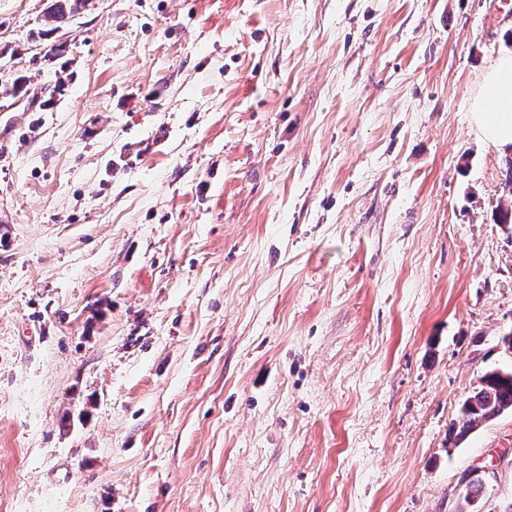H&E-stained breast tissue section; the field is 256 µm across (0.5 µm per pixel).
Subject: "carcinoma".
Instances as JSON below:
<instances>
[{
	"mask_svg": "<svg viewBox=\"0 0 512 512\" xmlns=\"http://www.w3.org/2000/svg\"><path fill=\"white\" fill-rule=\"evenodd\" d=\"M79 0H55L51 14L57 20H63L77 12ZM512 411V370L494 369L481 378V385L462 404L457 417L449 427V437L457 442L463 441L477 426ZM486 484L481 477L464 481L461 498L472 505L483 495Z\"/></svg>",
	"mask_w": 512,
	"mask_h": 512,
	"instance_id": "1",
	"label": "carcinoma"
}]
</instances>
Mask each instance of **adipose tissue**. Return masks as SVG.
I'll return each instance as SVG.
<instances>
[{"label":"adipose tissue","instance_id":"ef3b65f1","mask_svg":"<svg viewBox=\"0 0 512 512\" xmlns=\"http://www.w3.org/2000/svg\"><path fill=\"white\" fill-rule=\"evenodd\" d=\"M471 122L483 141L512 152V54L483 73L471 100Z\"/></svg>","mask_w":512,"mask_h":512}]
</instances>
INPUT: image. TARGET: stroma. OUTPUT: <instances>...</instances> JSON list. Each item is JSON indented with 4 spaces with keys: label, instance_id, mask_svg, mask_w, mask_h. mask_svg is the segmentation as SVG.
Returning a JSON list of instances; mask_svg holds the SVG:
<instances>
[{
    "label": "stroma",
    "instance_id": "obj_1",
    "mask_svg": "<svg viewBox=\"0 0 512 512\" xmlns=\"http://www.w3.org/2000/svg\"><path fill=\"white\" fill-rule=\"evenodd\" d=\"M0 0V512L512 507L504 0ZM28 80L12 95L17 77ZM470 113L483 141L512 152V54L500 56L483 73ZM481 385L462 404L449 427V437L463 441L477 426L512 411V370L494 369L481 378Z\"/></svg>",
    "mask_w": 512,
    "mask_h": 512
}]
</instances>
